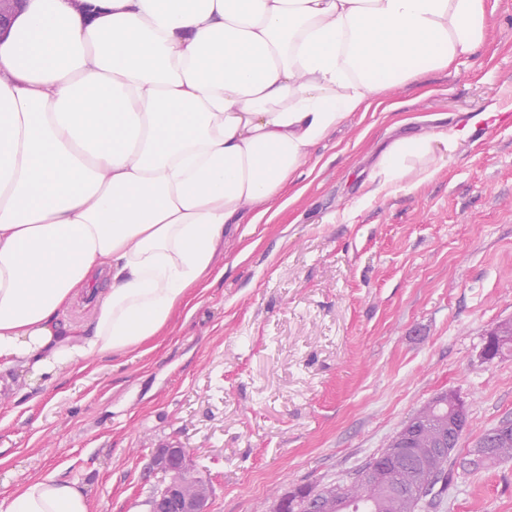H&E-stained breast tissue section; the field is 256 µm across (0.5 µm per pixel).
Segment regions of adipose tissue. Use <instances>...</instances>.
Returning a JSON list of instances; mask_svg holds the SVG:
<instances>
[{
  "instance_id": "ef3b65f1",
  "label": "adipose tissue",
  "mask_w": 512,
  "mask_h": 512,
  "mask_svg": "<svg viewBox=\"0 0 512 512\" xmlns=\"http://www.w3.org/2000/svg\"><path fill=\"white\" fill-rule=\"evenodd\" d=\"M27 0L0 38V373L25 392L158 336L231 225L388 89L446 69L485 0ZM470 133L394 140L368 197L431 181ZM106 271L108 287L94 284ZM94 295L84 320L69 311ZM0 512H89L48 475Z\"/></svg>"
}]
</instances>
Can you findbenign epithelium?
<instances>
[{
	"mask_svg": "<svg viewBox=\"0 0 512 512\" xmlns=\"http://www.w3.org/2000/svg\"><path fill=\"white\" fill-rule=\"evenodd\" d=\"M25 0H0V31L7 29L12 16ZM448 397V428L464 420L467 414L465 404L460 398L446 392ZM151 468L160 476L162 487L157 497L150 501L151 512H210V485L194 470L192 449L180 445H171L157 449ZM299 509L301 498L294 490L282 494L270 512H288V505Z\"/></svg>",
	"mask_w": 512,
	"mask_h": 512,
	"instance_id": "benign-epithelium-1",
	"label": "benign epithelium"
}]
</instances>
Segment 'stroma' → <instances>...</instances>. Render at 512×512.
Returning a JSON list of instances; mask_svg holds the SVG:
<instances>
[{"label":"stroma","mask_w":512,"mask_h":512,"mask_svg":"<svg viewBox=\"0 0 512 512\" xmlns=\"http://www.w3.org/2000/svg\"><path fill=\"white\" fill-rule=\"evenodd\" d=\"M444 71L352 113L296 172L300 196L242 223L170 326L140 350L41 388L0 386V499L47 475L90 512H147L156 449L191 448L210 512H268L292 487L345 481L444 391L471 419L458 450L512 418V354L486 333L512 320V0ZM499 115L497 125L483 112ZM473 132L433 181L384 199L362 183L395 139ZM422 512H512V458L452 469Z\"/></svg>","instance_id":"obj_1"}]
</instances>
